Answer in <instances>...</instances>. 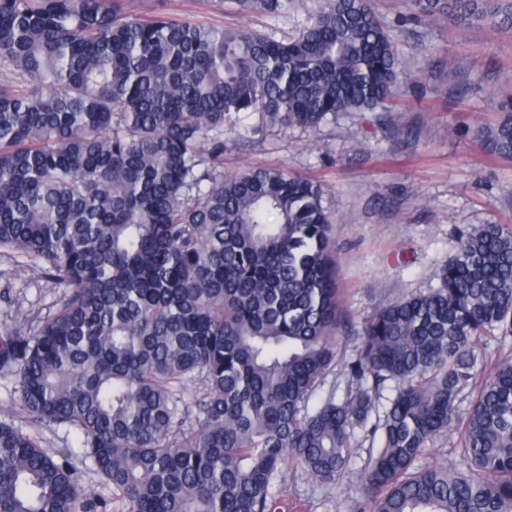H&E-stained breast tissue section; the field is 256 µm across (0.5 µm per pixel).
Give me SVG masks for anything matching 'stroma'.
<instances>
[{
    "label": "stroma",
    "instance_id": "obj_1",
    "mask_svg": "<svg viewBox=\"0 0 512 512\" xmlns=\"http://www.w3.org/2000/svg\"><path fill=\"white\" fill-rule=\"evenodd\" d=\"M386 22L400 60L398 85L386 106L342 112L319 129L266 127L256 112L224 123V170L282 167L320 181L332 217L347 322L336 337L339 367L308 403L343 399L353 386L343 368L356 336L378 307L438 287L436 273L461 237L479 224L512 226V157L487 153L478 131L500 119L499 93L512 87V30L419 18L411 0H371ZM320 7L296 0L288 13L243 16L232 0H164L166 12L207 25H234L284 39ZM62 288L0 256V332L36 325L52 313ZM14 376L0 372V420L35 436L54 458L68 457L79 485L117 512L111 490L93 470L74 432L32 421L21 408ZM370 443L355 429L352 457L332 486L287 471L289 512H360V476Z\"/></svg>",
    "mask_w": 512,
    "mask_h": 512
}]
</instances>
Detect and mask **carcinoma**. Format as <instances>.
<instances>
[{
	"instance_id": "obj_1",
	"label": "carcinoma",
	"mask_w": 512,
	"mask_h": 512,
	"mask_svg": "<svg viewBox=\"0 0 512 512\" xmlns=\"http://www.w3.org/2000/svg\"><path fill=\"white\" fill-rule=\"evenodd\" d=\"M127 2L0 0L16 78L0 82V250L65 288L36 333L0 339L21 407L76 432L127 512H283L284 469L335 484L357 427L377 445L361 512H512V358L457 405L477 345L512 336V228L471 229L438 287L376 309L345 365L355 390L309 413L345 318L322 186L219 170L231 112L316 130L392 98L399 60L370 0H324L286 42ZM234 3L284 14L293 0ZM413 6L512 26V0ZM499 109L479 137L512 155L511 88ZM447 430L466 474L419 465ZM92 506L66 462L0 422V512Z\"/></svg>"
}]
</instances>
